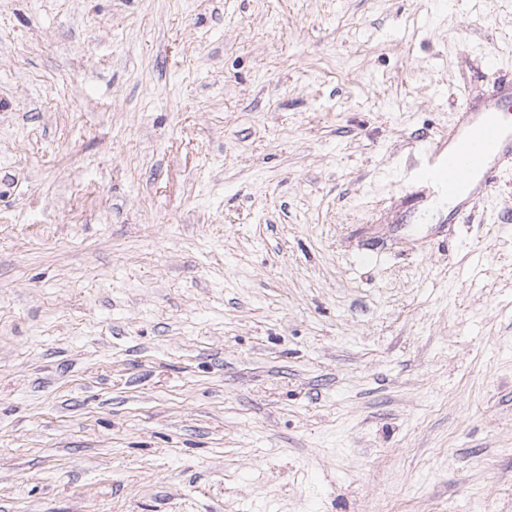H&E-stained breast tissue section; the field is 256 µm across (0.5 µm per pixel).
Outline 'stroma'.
<instances>
[{
  "label": "stroma",
  "instance_id": "stroma-1",
  "mask_svg": "<svg viewBox=\"0 0 512 512\" xmlns=\"http://www.w3.org/2000/svg\"><path fill=\"white\" fill-rule=\"evenodd\" d=\"M475 22L0 0V512H512V184L392 224L512 56Z\"/></svg>",
  "mask_w": 512,
  "mask_h": 512
}]
</instances>
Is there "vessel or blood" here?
<instances>
[{
    "instance_id": "1",
    "label": "vessel or blood",
    "mask_w": 512,
    "mask_h": 512,
    "mask_svg": "<svg viewBox=\"0 0 512 512\" xmlns=\"http://www.w3.org/2000/svg\"><path fill=\"white\" fill-rule=\"evenodd\" d=\"M489 96L463 99L447 133L420 143V158L398 192L395 220L431 224L448 237L449 217H466L512 180V65L488 66Z\"/></svg>"
}]
</instances>
